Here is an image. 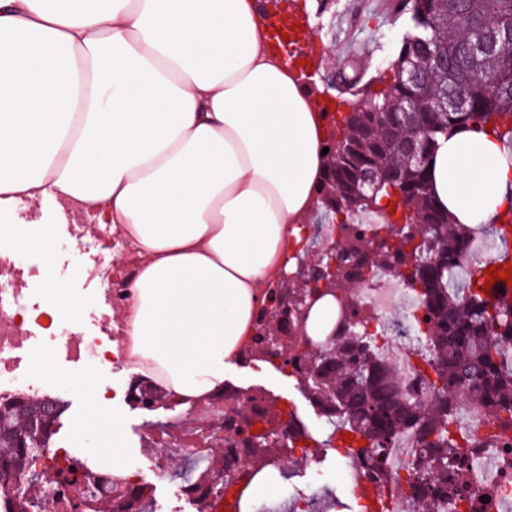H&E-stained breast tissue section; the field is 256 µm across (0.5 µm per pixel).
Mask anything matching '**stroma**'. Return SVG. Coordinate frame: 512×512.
Here are the masks:
<instances>
[{"instance_id": "35a3bbf8", "label": "stroma", "mask_w": 512, "mask_h": 512, "mask_svg": "<svg viewBox=\"0 0 512 512\" xmlns=\"http://www.w3.org/2000/svg\"><path fill=\"white\" fill-rule=\"evenodd\" d=\"M396 0H274L270 11L293 8L303 25L312 33L304 45V63L312 77V91L336 101L337 112L344 113L361 101L360 91L365 87H381L390 78L386 63L399 50L402 23L393 11ZM355 60L360 70L359 88H347L334 81L335 75L347 60ZM68 224L58 225L55 241L49 252L20 253L16 264L20 267L37 265L47 269L66 293L82 304L81 314L71 321H63L62 329L73 337L94 336L98 333L96 315L105 308L104 280L98 269L89 266L84 254L76 250L68 231L69 224H81L85 216L80 207L68 212ZM67 375L75 378L91 375L93 392L79 391L55 382L49 395L60 397L67 405L57 428V437L63 440L70 453L80 458L95 459L98 437L91 432L75 433L74 425L85 415L92 393L105 396L110 417L123 425L121 436L122 465L137 470L142 481L152 490L153 501L166 505L167 512H197L195 504L176 496L175 490L192 477L193 469L187 457L171 456L166 469L155 472L153 452L146 439L157 435L165 422L167 411L153 412L135 408L125 398V391L133 381L127 366L102 364L92 368L74 366ZM227 384L238 390L256 393L277 408L293 411L307 424H314V407L306 392L290 377L282 366L264 359L237 363L224 372Z\"/></svg>"}]
</instances>
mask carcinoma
Returning <instances> with one entry per match:
<instances>
[{"instance_id":"carcinoma-1","label":"carcinoma","mask_w":512,"mask_h":512,"mask_svg":"<svg viewBox=\"0 0 512 512\" xmlns=\"http://www.w3.org/2000/svg\"><path fill=\"white\" fill-rule=\"evenodd\" d=\"M399 12L404 23L390 64L393 78L375 99L378 111L343 116L330 146L336 173L326 174L321 205L346 218L336 238V289L344 309L347 288L383 272L402 277L427 309L411 367L432 396L415 400L398 369L369 353L372 333L348 315L330 346L298 335L291 314L274 326L262 318L264 334L255 336L248 359L266 357L275 341L295 352L292 375L311 401L331 407L336 431L352 438L349 447L362 470L391 454L401 430L414 432L421 463L404 495L420 512H471L485 491L473 477L479 464L470 462L471 431L460 425L457 404L467 399L496 428L512 430V297L499 280L482 291L485 270L507 267L474 254L471 243L485 230L451 222L432 195L429 166L441 138L473 126H489L507 139L512 162V0H399ZM362 170L381 175V190L396 205L391 217L400 212L420 225L416 245L392 223L377 240L355 225L376 198L371 189L360 190ZM49 401L62 415L63 401L48 394L0 397V487L23 477L30 484L63 475L62 468L31 470L46 443ZM247 442L251 464L259 472L268 468L277 435ZM198 461L205 467L188 491L202 504L198 512H215L226 492L213 475L238 472L239 460L223 453ZM109 494L123 498L124 512H146L151 499L143 483L114 481Z\"/></svg>"}]
</instances>
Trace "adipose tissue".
<instances>
[{
	"mask_svg": "<svg viewBox=\"0 0 512 512\" xmlns=\"http://www.w3.org/2000/svg\"><path fill=\"white\" fill-rule=\"evenodd\" d=\"M261 0H0V225L22 249L45 207L108 216L136 265L131 370L184 402L222 394L270 291L302 251L327 169V121L267 48ZM453 220L512 207V160L458 129L430 165ZM121 474V424L93 396Z\"/></svg>",
	"mask_w": 512,
	"mask_h": 512,
	"instance_id": "adipose-tissue-1",
	"label": "adipose tissue"
}]
</instances>
